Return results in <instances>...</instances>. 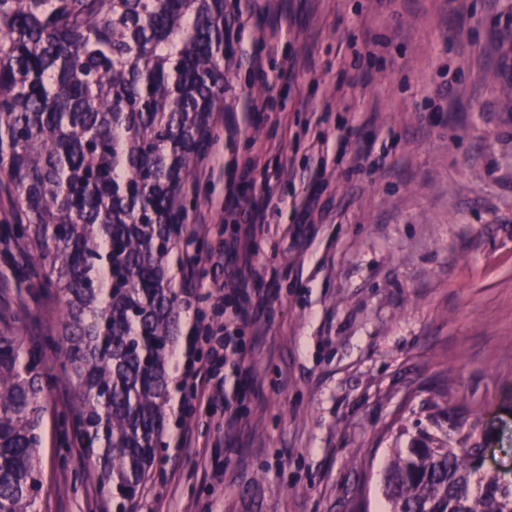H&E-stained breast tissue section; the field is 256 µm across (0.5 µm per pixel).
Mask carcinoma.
<instances>
[{"mask_svg": "<svg viewBox=\"0 0 512 512\" xmlns=\"http://www.w3.org/2000/svg\"><path fill=\"white\" fill-rule=\"evenodd\" d=\"M224 99V0H0L4 228L33 248L64 301L61 370L103 488L132 499L152 468L179 327L170 262L183 188ZM0 328V512H34L43 488L36 349ZM456 444L427 430L394 449L389 512H512L486 473L490 429L460 401Z\"/></svg>", "mask_w": 512, "mask_h": 512, "instance_id": "cac0c4a2", "label": "carcinoma"}]
</instances>
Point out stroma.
Segmentation results:
<instances>
[{
    "label": "stroma",
    "mask_w": 512,
    "mask_h": 512,
    "mask_svg": "<svg viewBox=\"0 0 512 512\" xmlns=\"http://www.w3.org/2000/svg\"><path fill=\"white\" fill-rule=\"evenodd\" d=\"M241 6L224 0L217 167L187 180L183 221L207 289L263 301L224 315L246 348L226 403L183 414L170 395L133 512H384L396 430L444 389L496 425L488 464L512 471V0ZM254 209L263 223L244 224ZM16 248L0 240V316L25 312L23 341H41L62 300ZM60 361L46 347L35 512H119Z\"/></svg>",
    "instance_id": "35a3bbf8"
}]
</instances>
